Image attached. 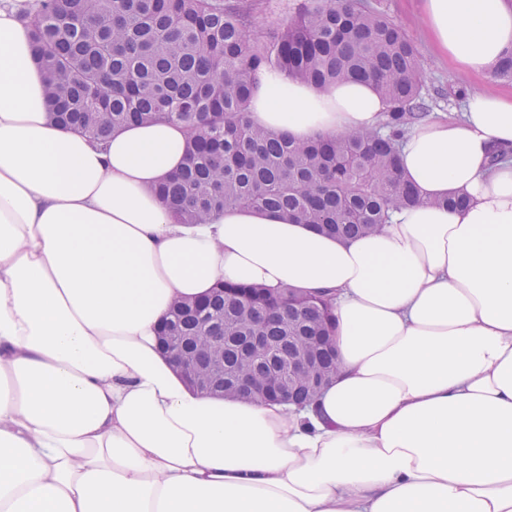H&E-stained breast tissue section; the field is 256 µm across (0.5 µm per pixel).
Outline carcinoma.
<instances>
[{
    "label": "carcinoma",
    "instance_id": "obj_1",
    "mask_svg": "<svg viewBox=\"0 0 512 512\" xmlns=\"http://www.w3.org/2000/svg\"><path fill=\"white\" fill-rule=\"evenodd\" d=\"M32 39L55 121L104 139L132 123L179 122L190 132L186 163L157 194L183 224L229 209L282 212L330 237L369 235L390 214L420 203L405 181L399 140L428 119L423 74L402 30L361 0H304L288 22H256L261 0H37ZM325 88L367 81L389 103L385 120L297 142L255 126L249 102L260 76ZM325 296L219 283L197 301H175L163 336L224 334V373L212 391L239 393V375L268 374L276 359L242 364L237 336H263L279 356L290 336H330ZM319 392L295 384L301 408Z\"/></svg>",
    "mask_w": 512,
    "mask_h": 512
}]
</instances>
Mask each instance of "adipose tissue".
Listing matches in <instances>:
<instances>
[{"instance_id": "adipose-tissue-1", "label": "adipose tissue", "mask_w": 512, "mask_h": 512, "mask_svg": "<svg viewBox=\"0 0 512 512\" xmlns=\"http://www.w3.org/2000/svg\"><path fill=\"white\" fill-rule=\"evenodd\" d=\"M25 2L0 7V512H512V95L473 89L405 134L422 203L373 235L182 224L154 187L186 127L54 123ZM422 22L454 70L512 52L505 0H423ZM387 109L367 82L271 77L250 102L296 141ZM221 281L332 296L339 369L314 404L185 383L158 330Z\"/></svg>"}]
</instances>
